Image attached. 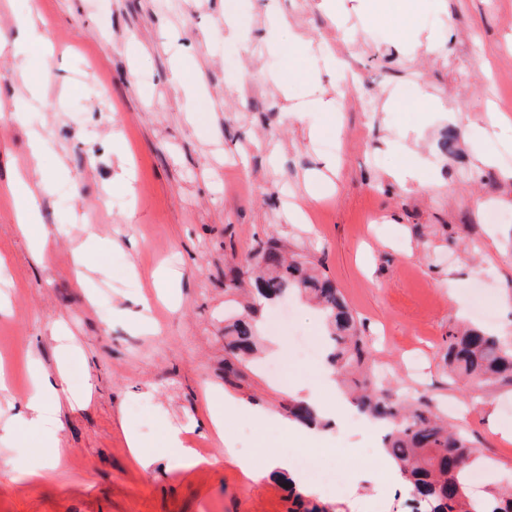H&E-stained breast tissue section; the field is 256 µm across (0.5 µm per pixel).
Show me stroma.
I'll return each mask as SVG.
<instances>
[{
    "label": "stroma",
    "instance_id": "1",
    "mask_svg": "<svg viewBox=\"0 0 512 512\" xmlns=\"http://www.w3.org/2000/svg\"><path fill=\"white\" fill-rule=\"evenodd\" d=\"M232 6L249 43L224 29ZM359 0H0V29L27 8L54 38L48 64L16 69L0 50V95L17 97L25 122L0 116V183L26 154V128L46 129L64 154L66 177L41 202L35 261L17 229L12 197L0 193V362L13 392L0 402V424L17 420L33 389L36 359L66 372L71 390L91 388L89 404L67 411L61 475L30 482L0 468V512H288L272 477L253 480L224 464L174 469L158 457L138 466L123 428L147 449L167 426L187 428L203 456L217 438L195 431L205 398L239 403L224 420L238 452L264 466V451L291 446L288 428L259 422L288 399L265 367L293 350L315 348L292 380L316 383L327 339L319 314L295 296L261 306L263 347L241 386L224 381V325L251 303L242 258L275 238L280 252L328 276L363 321L376 365L407 400L431 397L451 424L474 440L486 482L512 475V391L470 401L449 380L442 356L450 325L472 320L512 341V138L499 123L512 95V0H420L403 33L367 20ZM288 30L267 38L273 17ZM309 43L304 74L288 72ZM430 52L413 48V41ZM340 60L328 68L319 49ZM195 75L193 89L174 80L177 60ZM47 92L30 99L25 78ZM338 99L335 118L315 111L318 94ZM444 101L446 111L433 109ZM118 113V124L108 121ZM334 122L317 139L307 130ZM458 152L444 154L448 130ZM131 148L135 179L119 181L115 140ZM494 158L479 161L478 151ZM335 158L331 187L313 196L306 179ZM433 179L420 192L406 168ZM299 203L302 218L289 213ZM97 227L118 249L98 252L80 224ZM96 263L77 287V251ZM167 268L175 298L156 296L152 275ZM76 351L62 356L56 333ZM327 462L343 461L357 486L341 512H411L405 485L371 463L373 433L323 421Z\"/></svg>",
    "mask_w": 512,
    "mask_h": 512
}]
</instances>
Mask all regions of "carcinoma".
<instances>
[{
    "instance_id": "cac0c4a2",
    "label": "carcinoma",
    "mask_w": 512,
    "mask_h": 512,
    "mask_svg": "<svg viewBox=\"0 0 512 512\" xmlns=\"http://www.w3.org/2000/svg\"><path fill=\"white\" fill-rule=\"evenodd\" d=\"M260 258L267 273L257 277L258 298L273 301L289 292L309 296L320 307L329 331L326 362L341 381L352 383L358 410L385 429L384 447L399 465L410 488L412 512H512V483L499 484L487 496L472 497L468 473L476 453L474 443L461 430L454 431L435 411L433 401L420 397L410 404L390 382L380 380L372 368V347L364 325L339 290L303 263L286 261L271 242H260L243 258ZM258 345L250 320L240 319L224 343L226 366L237 382L241 369ZM445 364L465 380L469 398L482 400L498 389L512 388V344L478 327L448 331ZM288 415L303 424L316 420L306 404L289 402ZM288 493L300 512H332L326 504L288 478Z\"/></svg>"
}]
</instances>
